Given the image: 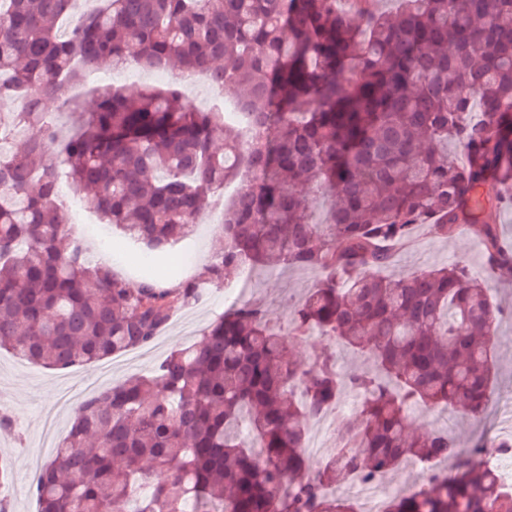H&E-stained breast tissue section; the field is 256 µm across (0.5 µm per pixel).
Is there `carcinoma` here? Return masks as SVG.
Instances as JSON below:
<instances>
[{"label":"carcinoma","instance_id":"1","mask_svg":"<svg viewBox=\"0 0 512 512\" xmlns=\"http://www.w3.org/2000/svg\"><path fill=\"white\" fill-rule=\"evenodd\" d=\"M0 0V348L47 369L151 344L172 311L242 267L318 274L287 321L246 302L148 375L84 399L39 472L40 512H357L354 478L427 466L385 512H512L484 444L418 428L408 410L473 421L493 398L491 285L453 264L380 274L424 227L465 229L512 278L496 214L512 182V0ZM190 76L259 105L243 126L173 88L56 94L79 61ZM61 102L63 113L46 109ZM218 138L224 147H215ZM251 172L199 277L133 286L93 262L61 182L156 255L189 237L224 184ZM317 334L371 364L342 373ZM361 395L333 456L309 426Z\"/></svg>","mask_w":512,"mask_h":512}]
</instances>
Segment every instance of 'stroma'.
Masks as SVG:
<instances>
[{
  "instance_id": "stroma-1",
  "label": "stroma",
  "mask_w": 512,
  "mask_h": 512,
  "mask_svg": "<svg viewBox=\"0 0 512 512\" xmlns=\"http://www.w3.org/2000/svg\"><path fill=\"white\" fill-rule=\"evenodd\" d=\"M221 235L220 225L199 224L188 240L197 256L195 264L182 270L179 277H161V284L172 287L178 280L197 278ZM443 263L465 265L479 278L486 275L483 247L478 239L466 233L443 240L418 232L411 246L397 251L392 270L410 274ZM315 281V275L310 273L265 271L256 275L243 298L264 304L275 317L284 320L288 317L289 301L299 300ZM184 312L188 322L171 320L152 344L140 349L136 360L123 365L115 366L104 359L80 368L54 371L31 364L12 352L0 351V412L7 413L15 425L14 432L0 434V460L11 466L13 474L7 488L13 512H37L28 475L51 458L41 446L42 423L60 394L69 390L76 398L74 404L56 417L55 434L61 438L70 428L76 402L83 400L100 380L107 378L115 384L134 374L149 373L173 351L196 343L203 330L225 312L223 288H214L209 299L186 306ZM497 336L494 397L500 403V412L485 427L491 440L512 431V318L506 316L499 321Z\"/></svg>"
}]
</instances>
